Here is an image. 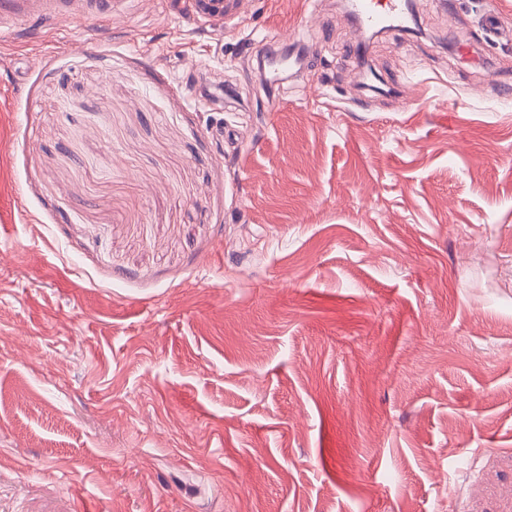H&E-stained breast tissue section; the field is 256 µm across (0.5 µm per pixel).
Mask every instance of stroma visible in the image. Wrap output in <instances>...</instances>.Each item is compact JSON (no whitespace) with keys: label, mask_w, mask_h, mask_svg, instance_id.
<instances>
[{"label":"stroma","mask_w":512,"mask_h":512,"mask_svg":"<svg viewBox=\"0 0 512 512\" xmlns=\"http://www.w3.org/2000/svg\"><path fill=\"white\" fill-rule=\"evenodd\" d=\"M88 8L0 29V512H512V0L382 97L338 0Z\"/></svg>","instance_id":"obj_1"}]
</instances>
